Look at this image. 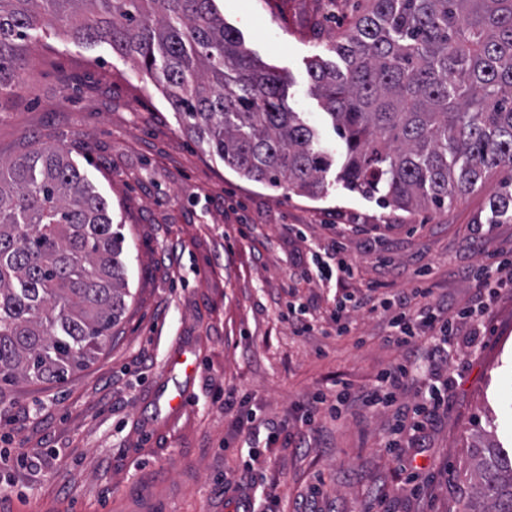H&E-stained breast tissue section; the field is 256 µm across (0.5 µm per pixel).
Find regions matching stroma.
<instances>
[{
  "mask_svg": "<svg viewBox=\"0 0 512 512\" xmlns=\"http://www.w3.org/2000/svg\"><path fill=\"white\" fill-rule=\"evenodd\" d=\"M356 0H247L225 10L254 57L287 83L288 104L332 158L323 193L300 196L240 178L183 129L155 82L129 59L50 36L32 43L15 94L0 98V157L65 145L124 224L132 302L97 359L65 382L17 381L0 391V512H226L225 488L246 485L242 452L251 414L296 431L315 388L353 393L411 355L387 343L389 316L362 309L333 335L332 291L302 277L312 247L342 242L356 268L345 284L401 291L422 284L457 328L448 406L427 425L424 447L388 453L394 409L348 403L319 417L304 447L277 439L279 512H461L478 449L512 448V288L498 289L483 323L458 319L473 306L464 268L512 261V223L476 237L495 180L448 208L381 207L336 176L345 146L311 93L306 63L329 49ZM249 225L240 236L238 225ZM306 311L299 335L283 314ZM234 386V410L215 401ZM184 395L188 407L170 410ZM38 452L42 464L22 458Z\"/></svg>",
  "mask_w": 512,
  "mask_h": 512,
  "instance_id": "stroma-1",
  "label": "stroma"
}]
</instances>
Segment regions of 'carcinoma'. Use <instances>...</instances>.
<instances>
[{"instance_id": "1", "label": "carcinoma", "mask_w": 512, "mask_h": 512, "mask_svg": "<svg viewBox=\"0 0 512 512\" xmlns=\"http://www.w3.org/2000/svg\"><path fill=\"white\" fill-rule=\"evenodd\" d=\"M222 0H0V96L44 18L75 43L140 60L183 126L240 177L316 197L330 168L277 71L224 25ZM307 62L345 142L337 180L409 211L443 209L512 168V0H360ZM485 221L512 222V178ZM112 205L60 147L0 160V385L62 382L106 349L131 297ZM463 512H512V453L479 452Z\"/></svg>"}]
</instances>
